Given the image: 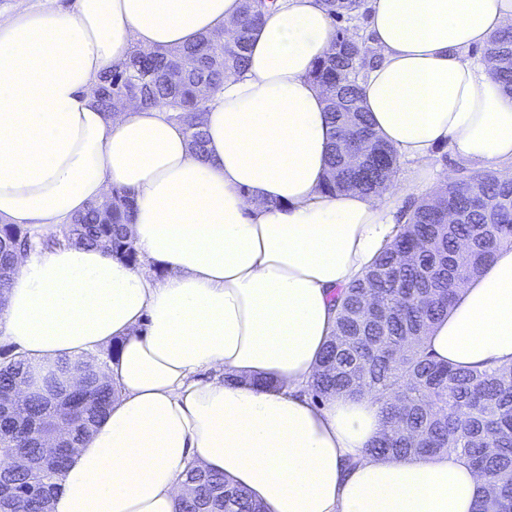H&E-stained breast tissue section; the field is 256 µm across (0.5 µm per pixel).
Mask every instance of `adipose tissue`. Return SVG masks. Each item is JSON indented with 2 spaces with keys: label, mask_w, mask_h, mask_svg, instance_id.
I'll return each instance as SVG.
<instances>
[{
  "label": "adipose tissue",
  "mask_w": 512,
  "mask_h": 512,
  "mask_svg": "<svg viewBox=\"0 0 512 512\" xmlns=\"http://www.w3.org/2000/svg\"><path fill=\"white\" fill-rule=\"evenodd\" d=\"M241 0H76L0 15V222L47 235L112 189L132 193L139 264L96 247L22 254L0 335L40 369L115 345L118 390L74 448L52 512H175L196 466L265 512H475L479 476L455 454L374 458L372 397L307 393L334 333L332 294L399 233L398 198L436 187L435 148L512 178V97L473 47L512 0H370L377 61L361 105L414 185L321 190L332 127L310 73L335 32L319 0H277L247 67L204 114L205 156L159 105L102 111L88 92L132 46L231 32ZM457 367L512 364V245L461 285L427 332Z\"/></svg>",
  "instance_id": "1"
}]
</instances>
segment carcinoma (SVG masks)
<instances>
[{"instance_id":"1","label":"carcinoma","mask_w":512,"mask_h":512,"mask_svg":"<svg viewBox=\"0 0 512 512\" xmlns=\"http://www.w3.org/2000/svg\"><path fill=\"white\" fill-rule=\"evenodd\" d=\"M331 22L358 18L363 0H321ZM274 0H242L232 39L223 33L162 52L135 49L127 62L100 77L90 94L105 112L129 102L161 104L189 134L196 154L205 152L206 104L224 77L241 70L254 31ZM482 54L492 77L512 97V26L490 36ZM376 56L364 35L335 29L332 52L311 77L322 92L333 128L329 170L322 190L383 193L397 173V156L360 106L361 82ZM131 193L112 189L102 201L58 232L36 236L17 224H0V305L16 273V253L35 247L88 245L136 265L138 252L126 232L133 220ZM455 222L448 223V213ZM512 245V180L466 167L446 187L414 205L394 242L364 278L333 294L336 328L309 394H370L382 405L384 429L367 448L373 457L454 453L485 481L476 512H512V365L462 369L437 361L423 337L448 312L458 286L480 273L496 250ZM107 362L65 384L66 358L24 394L32 377L25 361L0 349V512H51L57 478L69 449L86 439L118 391ZM64 424L61 448L45 447L46 423ZM178 512H262L247 489L196 467L187 471Z\"/></svg>"}]
</instances>
